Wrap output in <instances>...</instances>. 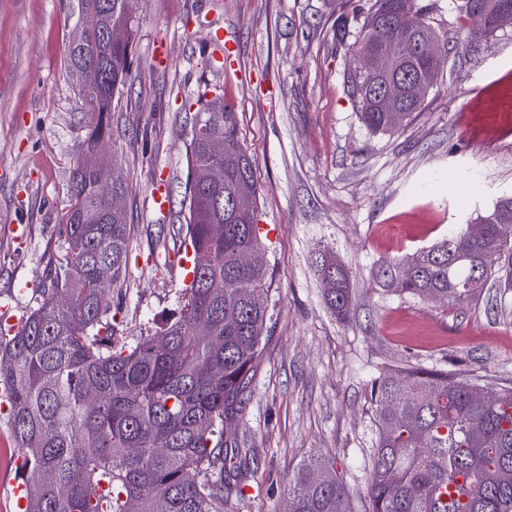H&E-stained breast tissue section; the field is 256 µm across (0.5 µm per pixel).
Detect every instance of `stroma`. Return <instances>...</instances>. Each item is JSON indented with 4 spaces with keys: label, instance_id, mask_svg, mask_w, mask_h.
I'll use <instances>...</instances> for the list:
<instances>
[{
    "label": "stroma",
    "instance_id": "1",
    "mask_svg": "<svg viewBox=\"0 0 512 512\" xmlns=\"http://www.w3.org/2000/svg\"><path fill=\"white\" fill-rule=\"evenodd\" d=\"M371 0H138L133 76L112 101L110 141L129 189L130 259L112 290L121 335L154 333L188 282L168 258L188 215L198 87L223 86L256 163L254 208L272 280L270 321L234 431L249 460L243 496L224 512H284L288 481L307 458L334 463L354 512L369 479L376 428L367 385L380 369L450 370L489 387L512 384V289H484L458 307L381 288L382 262L478 223L512 197V26L478 53H448L421 112L399 132L359 120L343 82L352 61L340 17ZM440 39L469 20L453 0H421ZM80 24L77 0H0V318L20 317L66 247L76 149L88 117L65 66ZM224 29L233 63L212 60ZM165 189L166 215L153 209ZM350 270V323L326 308L314 265L320 246ZM27 283L19 291L18 283Z\"/></svg>",
    "mask_w": 512,
    "mask_h": 512
}]
</instances>
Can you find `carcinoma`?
<instances>
[{"label":"carcinoma","mask_w":512,"mask_h":512,"mask_svg":"<svg viewBox=\"0 0 512 512\" xmlns=\"http://www.w3.org/2000/svg\"><path fill=\"white\" fill-rule=\"evenodd\" d=\"M472 21L457 53L469 55L479 38L499 30L496 16L512 0H459ZM93 18L86 51L67 47L65 62L91 116L79 144L70 205L59 225L67 247L47 287L14 332L0 328V404L20 453L17 471L29 486L25 512H224V500L242 495L241 453L226 434L237 425L267 338L272 291L265 265L246 267L245 251L264 249L256 218L239 222L232 198L259 194L255 163L243 147L235 105L207 109L218 87L199 89L191 127L188 204L182 242L193 252L192 279L180 308L155 332L134 341L117 332L112 285L129 261L131 225L110 213L105 190L126 193L112 166L84 163L110 139L106 117L118 88L131 77L136 37L135 0H79ZM429 26L420 0H372L350 35L336 38L353 62L344 73L363 125L395 133L422 108L400 88L421 79L436 86L440 68L410 52L415 26ZM126 41L112 44V29ZM396 59L370 83L361 60L386 50ZM224 138L228 152L211 158L206 139ZM512 198L483 219L477 239L455 227L432 246L382 264L383 288L409 274L398 292L428 299L441 292L450 306L465 304L488 285L512 288ZM324 300L350 322L354 294L349 270L333 251H316ZM72 279L84 292L59 306L55 298ZM220 287L215 288L213 284ZM264 303L259 304L256 299ZM369 411L377 429L370 456L364 512H512V385L490 389L452 371L420 367L383 369L369 382ZM286 512H349L346 486L331 463L309 459L288 484Z\"/></svg>","instance_id":"obj_1"}]
</instances>
